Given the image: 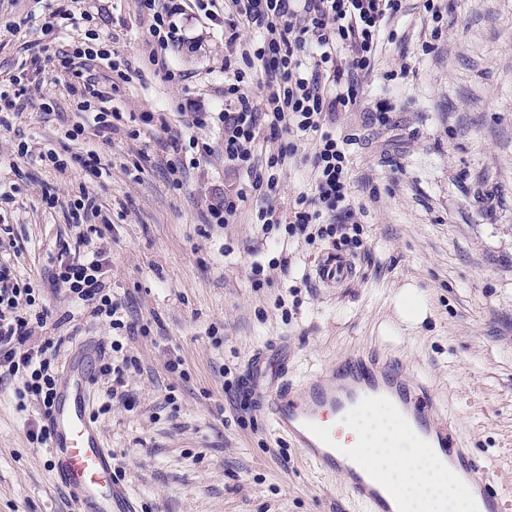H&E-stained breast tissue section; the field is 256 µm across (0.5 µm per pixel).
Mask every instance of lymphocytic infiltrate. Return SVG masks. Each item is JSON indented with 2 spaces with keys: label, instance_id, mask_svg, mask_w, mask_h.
Masks as SVG:
<instances>
[{
  "label": "lymphocytic infiltrate",
  "instance_id": "1",
  "mask_svg": "<svg viewBox=\"0 0 512 512\" xmlns=\"http://www.w3.org/2000/svg\"><path fill=\"white\" fill-rule=\"evenodd\" d=\"M197 10L223 25L224 107L217 112L198 108L193 100L175 105L185 128L220 122L224 137L213 146L195 137L174 135L164 112L143 114L141 121L151 142L173 150L168 166L173 186H180L186 166L217 154L224 166L241 177L234 192L209 210V223H234L243 204L256 199L254 221L284 225L289 238L321 240L333 247L364 250L363 227L354 219L347 141L336 132V116L353 109L382 52L390 22L405 16L406 0H194ZM137 14L147 24L144 60L167 82L182 81L171 69L169 55L184 40L174 22L182 14V0H135ZM255 39L243 37V29ZM55 77L75 107L76 120L66 129L68 140L89 134L111 142L120 132L124 114L113 95L134 72L130 61L94 30L71 40L55 54ZM105 66L112 74L110 89L100 87L93 68ZM44 71L41 50H34L19 70L0 80V128H9L29 99L33 84ZM312 140L311 187L288 208L275 205L279 178L297 145L288 134ZM277 141L275 151L257 159L260 140ZM102 251L85 259L60 244L56 281L66 285L78 301L91 307L92 317H108L112 329L134 332V323L121 319V306L106 293L98 274ZM32 303L30 289L20 285L9 258L0 255V384L25 374V386L41 412H48L59 379L54 355L46 346L33 345L36 327L46 313L24 316Z\"/></svg>",
  "mask_w": 512,
  "mask_h": 512
}]
</instances>
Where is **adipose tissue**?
<instances>
[{"label":"adipose tissue","mask_w":512,"mask_h":512,"mask_svg":"<svg viewBox=\"0 0 512 512\" xmlns=\"http://www.w3.org/2000/svg\"><path fill=\"white\" fill-rule=\"evenodd\" d=\"M343 430L352 437L351 449L400 491L406 512H470L466 497L424 449L409 441L391 413L377 407L357 412Z\"/></svg>","instance_id":"obj_1"}]
</instances>
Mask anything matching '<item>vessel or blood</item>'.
<instances>
[{
	"instance_id": "vessel-or-blood-1",
	"label": "vessel or blood",
	"mask_w": 512,
	"mask_h": 512,
	"mask_svg": "<svg viewBox=\"0 0 512 512\" xmlns=\"http://www.w3.org/2000/svg\"><path fill=\"white\" fill-rule=\"evenodd\" d=\"M353 274L351 261L334 251L315 265V278L326 287L344 283ZM98 354V343L85 344L59 381L48 417L52 469L58 485L80 503L82 512H136L126 489L114 477L112 453L87 414ZM287 369V348H269L253 360L246 388L267 387L260 408L275 431L315 470L343 477L350 497L365 504L369 512H401V506L378 473L342 448L336 423L375 401L395 408L421 446L431 449L473 497L476 512H501V496L486 468L464 448L451 424L440 423L438 404L425 384L407 380L392 363L374 354L343 359L298 384L285 381Z\"/></svg>"
}]
</instances>
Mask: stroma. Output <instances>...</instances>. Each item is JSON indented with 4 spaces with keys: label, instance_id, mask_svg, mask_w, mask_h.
<instances>
[{
    "label": "stroma",
    "instance_id": "stroma-1",
    "mask_svg": "<svg viewBox=\"0 0 512 512\" xmlns=\"http://www.w3.org/2000/svg\"><path fill=\"white\" fill-rule=\"evenodd\" d=\"M434 21L422 0L391 23L392 43L379 55L357 107L336 118L351 137L352 192L361 205L367 253L354 255L349 285L303 287L302 274L328 243L288 239L280 225L261 230L244 207L234 224L205 225L209 207L238 187L223 161L187 169L181 189L167 178L168 153L142 162L143 139L130 123L111 143L62 139L72 117L62 86L47 80L14 120L0 129V252L11 255L19 281L35 290L33 312L48 311L37 342L57 344L58 366L90 338L119 344L113 362L134 360L122 385L97 377L91 415L137 512H368L349 499L341 477L309 467L275 434L253 401L240 397L252 357L288 348V377L301 382L321 367L378 354L406 378L425 383L465 447L488 468L512 512V0H435ZM34 0H0V79L42 42L39 26L6 27ZM92 29L134 67L142 65L144 26L134 0H81ZM185 36L173 55L182 84L143 73L116 102L133 115L190 98L221 106L224 30L202 14L177 16ZM407 79H398L401 65ZM55 98L43 112L42 97ZM386 106L392 121L370 123ZM64 155L96 150L108 169L88 182L71 162L65 172L20 155V142ZM284 166L278 206L307 189L309 141ZM59 192L47 208L46 186ZM95 196L111 221L104 239L82 254L106 251L104 278L137 335L111 329L72 302L52 278L56 241L79 230L68 203ZM264 269L262 287L253 268ZM424 303L417 320L402 298ZM22 381L0 386V512H81L54 482L46 449L27 436L39 421Z\"/></svg>",
    "mask_w": 512,
    "mask_h": 512
}]
</instances>
